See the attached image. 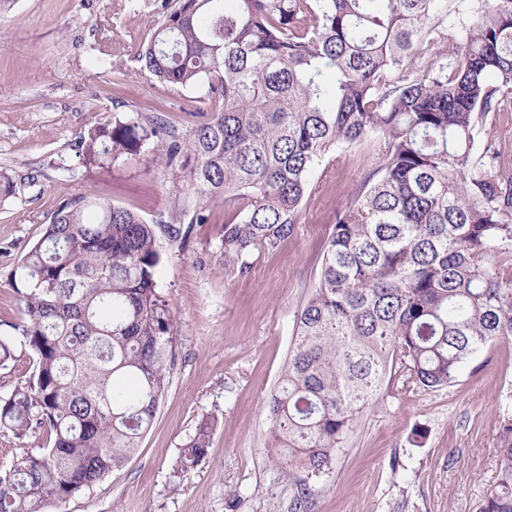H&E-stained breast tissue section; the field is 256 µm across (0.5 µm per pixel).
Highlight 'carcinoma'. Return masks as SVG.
Listing matches in <instances>:
<instances>
[{"instance_id": "1", "label": "carcinoma", "mask_w": 512, "mask_h": 512, "mask_svg": "<svg viewBox=\"0 0 512 512\" xmlns=\"http://www.w3.org/2000/svg\"><path fill=\"white\" fill-rule=\"evenodd\" d=\"M137 60L212 105L168 151L200 194L197 220L224 205V259L242 273L294 234L327 155L378 143L336 211L266 402L267 457L284 478L306 474L300 506L388 375L440 388L512 337V168L495 141L476 143L489 117L512 112V0H164ZM163 135L160 118L101 123L81 138L83 162L128 160ZM161 232L175 238L84 197L54 214L12 271L24 323L21 340L0 336V369L19 343L33 371L0 396V429L50 439L0 470V512H46L92 489L150 430L173 340L156 283ZM210 433L200 424L180 468L207 457ZM482 512H512V424Z\"/></svg>"}]
</instances>
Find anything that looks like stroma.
Here are the masks:
<instances>
[{
    "label": "stroma",
    "mask_w": 512,
    "mask_h": 512,
    "mask_svg": "<svg viewBox=\"0 0 512 512\" xmlns=\"http://www.w3.org/2000/svg\"><path fill=\"white\" fill-rule=\"evenodd\" d=\"M162 0H12L0 10V336L22 307L17 261L53 214L81 196L176 228L160 237L157 284L173 319L171 375L151 429L123 469L48 512H291L294 481L270 465L265 401L288 361L296 319L317 282L336 212L374 166L373 145L327 157L310 175L294 235L253 255L247 272L224 260V208L196 223V195L166 143L191 139L211 116L189 87L163 85L135 59ZM112 54L113 74L93 62ZM161 117L167 140L134 160L88 166L79 141L106 120ZM66 169H59V161ZM207 457L179 470L203 418ZM512 422V338L480 350L448 386L383 387L358 416L303 512H481L498 485L500 433ZM424 429L422 445L412 439Z\"/></svg>",
    "instance_id": "obj_1"
}]
</instances>
